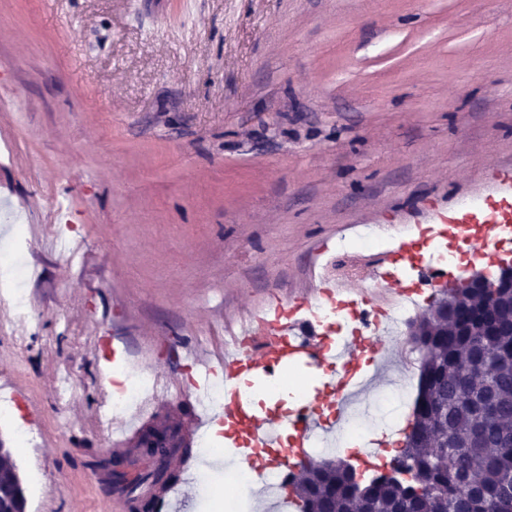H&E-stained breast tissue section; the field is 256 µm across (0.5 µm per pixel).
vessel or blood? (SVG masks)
I'll list each match as a JSON object with an SVG mask.
<instances>
[{"label": "vessel or blood", "instance_id": "1", "mask_svg": "<svg viewBox=\"0 0 512 512\" xmlns=\"http://www.w3.org/2000/svg\"><path fill=\"white\" fill-rule=\"evenodd\" d=\"M432 220L447 225L454 238L490 241L497 225L512 223V192L485 211L474 206L465 214L433 210ZM420 248V242L403 238L396 249L383 253L379 260L373 274L378 290L370 291L362 300H340V308L355 312L363 303L376 302L382 289L407 295L406 286L396 280L395 272ZM327 287V282L321 281L301 295L279 301L276 325L271 331L256 332L250 323L243 326L233 338L234 350L225 353L219 364L228 398L224 433L235 437L246 451V462L255 470L291 469L308 458L310 436L319 430L335 431L353 399L367 396L384 377L381 352L394 342L390 333L355 328L329 346L313 324L296 323V314L309 307ZM299 365L322 377L321 389L305 405L263 413L240 398L238 385L245 378L266 377Z\"/></svg>", "mask_w": 512, "mask_h": 512}]
</instances>
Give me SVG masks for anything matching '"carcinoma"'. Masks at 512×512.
Masks as SVG:
<instances>
[{"instance_id":"obj_1","label":"carcinoma","mask_w":512,"mask_h":512,"mask_svg":"<svg viewBox=\"0 0 512 512\" xmlns=\"http://www.w3.org/2000/svg\"><path fill=\"white\" fill-rule=\"evenodd\" d=\"M448 293L463 301L456 325L416 339L421 436L390 461L410 479L357 482L338 459L309 462L285 482L300 512H512V295ZM462 434L473 443L460 452Z\"/></svg>"}]
</instances>
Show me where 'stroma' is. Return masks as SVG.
<instances>
[{"instance_id":"35a3bbf8","label":"stroma","mask_w":512,"mask_h":512,"mask_svg":"<svg viewBox=\"0 0 512 512\" xmlns=\"http://www.w3.org/2000/svg\"><path fill=\"white\" fill-rule=\"evenodd\" d=\"M0 180L26 201L32 324L0 305V394L27 512H131L105 467L109 369L187 380L224 325L308 285L370 287L353 230L512 166V0H0ZM65 203L86 244L59 262ZM71 395L58 400L61 374Z\"/></svg>"}]
</instances>
